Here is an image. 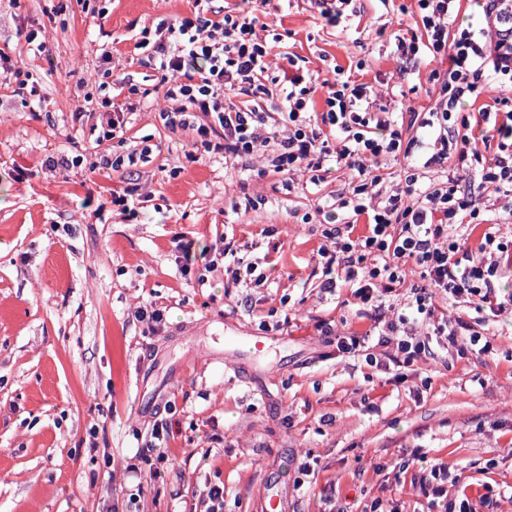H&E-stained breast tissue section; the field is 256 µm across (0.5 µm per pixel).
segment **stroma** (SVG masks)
I'll return each instance as SVG.
<instances>
[{
  "label": "stroma",
  "mask_w": 512,
  "mask_h": 512,
  "mask_svg": "<svg viewBox=\"0 0 512 512\" xmlns=\"http://www.w3.org/2000/svg\"><path fill=\"white\" fill-rule=\"evenodd\" d=\"M241 5L0 0V512H192L218 481L224 512H259L272 490L288 512L375 500L383 512H424L414 484L437 461L482 512H512V317H486L488 356L442 351L397 370L343 355L337 336L372 324L350 288H321L331 225L318 207L348 194L347 171L311 193L193 149L195 132L161 123L160 75L135 60L136 38ZM356 7L333 26L313 0H271L268 32L301 71L339 67L381 104L426 111L430 68L404 62L392 37L414 27L412 0ZM32 31L52 57L30 49ZM134 88L150 94L109 138L111 106ZM78 109L89 119L76 125ZM146 146L149 162L96 167ZM63 155L74 167L53 169ZM123 189L124 212L112 205ZM246 195L255 209L225 214ZM223 238L262 284L233 283L220 267L182 271L181 246L200 258ZM141 302L164 309L161 332L135 319ZM231 333L275 341L238 357ZM158 420L170 427L165 484L133 504L125 467Z\"/></svg>",
  "instance_id": "1"
}]
</instances>
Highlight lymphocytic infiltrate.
<instances>
[{
    "label": "lymphocytic infiltrate",
    "instance_id": "lymphocytic-infiltrate-1",
    "mask_svg": "<svg viewBox=\"0 0 512 512\" xmlns=\"http://www.w3.org/2000/svg\"><path fill=\"white\" fill-rule=\"evenodd\" d=\"M420 33L397 40L406 59L424 55L445 58L448 67L432 73L436 107L419 113L387 114L372 88L355 83L336 70L316 82L298 69L272 75V47L259 37L257 12L198 15L159 22L150 62L161 75L170 102L159 119L170 130L192 129L205 152L228 161H246L266 148L268 166L284 181L299 173L319 184L325 165L351 173V194L340 199L346 215L335 233L336 254L322 267V288L335 292L349 284L353 295L374 312L380 331L338 337L339 352L358 354L383 349L397 367L436 358L433 340L446 341L463 356L493 346L478 329L479 314L512 311V295H498L495 282L512 271V240L500 236L492 202L512 198V0H482L477 20L460 22L462 0H416ZM500 88L490 108L472 114L468 108L484 93V79ZM276 84L282 104L268 111L267 83ZM326 90V108L313 110L316 85ZM403 156L410 166L404 184L384 189L382 168L387 157ZM474 169L488 202L476 201L454 175L430 182L422 171L448 160ZM366 226H359V217ZM484 232L476 249L462 246L476 227ZM496 253L486 262V253ZM414 265L427 278L430 292L413 291L404 313L386 316L387 304L403 283L405 268ZM467 298L469 312L437 316L432 292ZM151 439L133 468L136 480L163 482L166 423H154ZM429 512H477L469 499L448 496V468L437 463L418 481Z\"/></svg>",
    "mask_w": 512,
    "mask_h": 512
}]
</instances>
